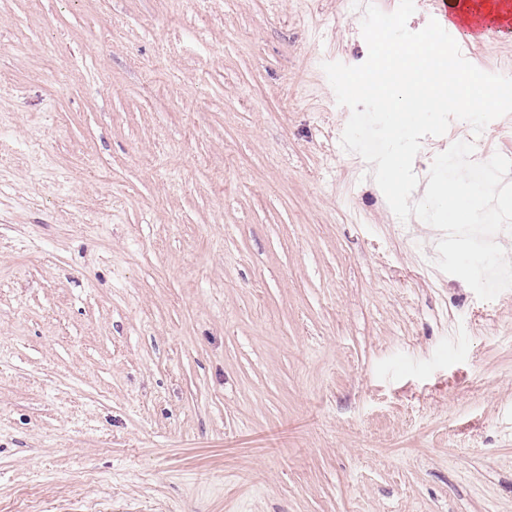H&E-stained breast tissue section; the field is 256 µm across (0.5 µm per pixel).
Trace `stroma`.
Wrapping results in <instances>:
<instances>
[{
  "instance_id": "stroma-1",
  "label": "stroma",
  "mask_w": 512,
  "mask_h": 512,
  "mask_svg": "<svg viewBox=\"0 0 512 512\" xmlns=\"http://www.w3.org/2000/svg\"><path fill=\"white\" fill-rule=\"evenodd\" d=\"M367 56L352 0H0V512H512V289L342 149Z\"/></svg>"
}]
</instances>
